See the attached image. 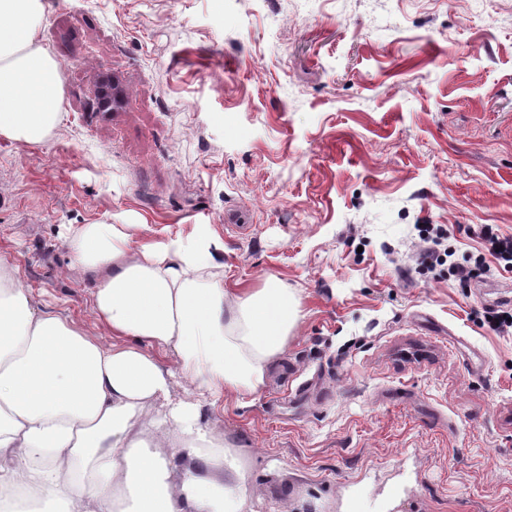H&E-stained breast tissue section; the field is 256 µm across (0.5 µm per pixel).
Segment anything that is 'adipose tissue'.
Listing matches in <instances>:
<instances>
[{
	"label": "adipose tissue",
	"mask_w": 512,
	"mask_h": 512,
	"mask_svg": "<svg viewBox=\"0 0 512 512\" xmlns=\"http://www.w3.org/2000/svg\"><path fill=\"white\" fill-rule=\"evenodd\" d=\"M44 13L45 0H0V138L38 144L62 123ZM139 230L64 234L102 335L41 309L0 255V491H28L41 512H247L245 463L205 413L266 386L298 300L274 278L225 287L224 242L208 227L162 241ZM218 455L232 487L204 475Z\"/></svg>",
	"instance_id": "1"
}]
</instances>
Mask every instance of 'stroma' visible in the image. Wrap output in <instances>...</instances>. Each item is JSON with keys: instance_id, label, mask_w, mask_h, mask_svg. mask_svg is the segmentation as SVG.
Masks as SVG:
<instances>
[{"instance_id": "stroma-1", "label": "stroma", "mask_w": 512, "mask_h": 512, "mask_svg": "<svg viewBox=\"0 0 512 512\" xmlns=\"http://www.w3.org/2000/svg\"><path fill=\"white\" fill-rule=\"evenodd\" d=\"M40 41L64 122L0 140L37 304L96 322L67 225H209L227 286L300 303L265 388L210 416L251 512H512V328L483 324L512 270L481 234L512 236V0H48ZM421 224L451 250L426 268Z\"/></svg>"}]
</instances>
